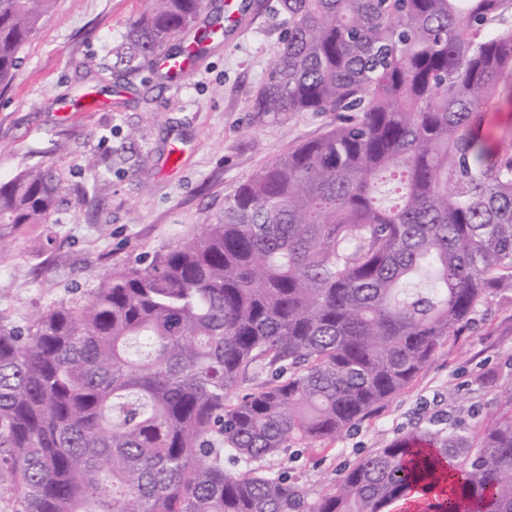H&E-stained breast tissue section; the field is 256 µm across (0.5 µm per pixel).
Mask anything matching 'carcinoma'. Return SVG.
Wrapping results in <instances>:
<instances>
[{
    "label": "carcinoma",
    "mask_w": 512,
    "mask_h": 512,
    "mask_svg": "<svg viewBox=\"0 0 512 512\" xmlns=\"http://www.w3.org/2000/svg\"><path fill=\"white\" fill-rule=\"evenodd\" d=\"M507 0H277L287 22L252 111L340 112L258 169L176 247L79 303L0 325V455L16 512H512V388L472 436L412 430L310 499L249 463L336 438L406 389L488 298L512 293ZM55 0H0V86ZM208 0H148L132 71ZM245 18L217 7L206 37ZM395 184L387 206L382 186ZM50 168L0 183V228L47 224ZM267 374L236 400L247 372ZM451 461L443 471L441 463ZM504 129H512V111L510 112H489V124L487 132L490 142L495 146H502L500 141Z\"/></svg>",
    "instance_id": "carcinoma-1"
}]
</instances>
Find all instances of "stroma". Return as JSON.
I'll list each match as a JSON object with an SVG mask.
<instances>
[{
  "label": "stroma",
  "mask_w": 512,
  "mask_h": 512,
  "mask_svg": "<svg viewBox=\"0 0 512 512\" xmlns=\"http://www.w3.org/2000/svg\"><path fill=\"white\" fill-rule=\"evenodd\" d=\"M276 3L251 0L244 32L209 44L172 83L156 60L130 72L114 65L113 47L147 0H57L0 88V181L51 167L67 202L49 223L14 229L0 252V324L26 327L37 312L84 299L112 270L174 247L212 223L225 195L261 166L335 125L333 112L251 109L284 34ZM92 186L93 201L79 203L78 189ZM511 386L512 297L499 295L372 415L256 466L313 498L410 430L474 432Z\"/></svg>",
  "instance_id": "stroma-1"
}]
</instances>
